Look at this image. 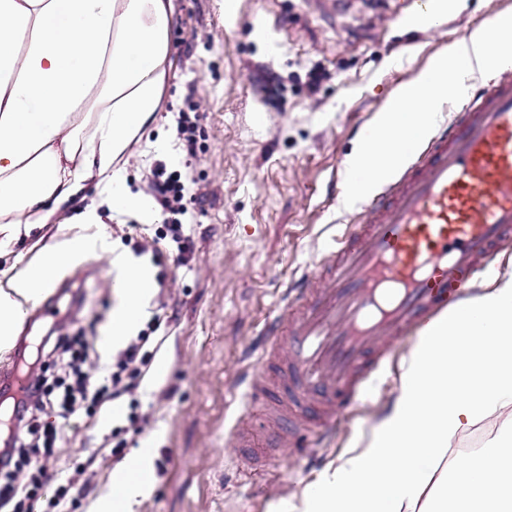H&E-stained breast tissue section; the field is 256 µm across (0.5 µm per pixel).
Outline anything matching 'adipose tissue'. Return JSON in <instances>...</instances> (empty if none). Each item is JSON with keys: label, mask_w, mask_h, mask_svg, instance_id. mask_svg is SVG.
Returning <instances> with one entry per match:
<instances>
[{"label": "adipose tissue", "mask_w": 512, "mask_h": 512, "mask_svg": "<svg viewBox=\"0 0 512 512\" xmlns=\"http://www.w3.org/2000/svg\"><path fill=\"white\" fill-rule=\"evenodd\" d=\"M172 0H0V259L96 181L112 209L138 208L121 164L160 109ZM79 236L0 277V351L71 260L104 248ZM102 345L136 329L152 276L123 256ZM476 453L451 441L485 419ZM146 458L116 471L97 512H133ZM299 512H512V273L428 325L403 365L391 411L305 493Z\"/></svg>", "instance_id": "ef3b65f1"}]
</instances>
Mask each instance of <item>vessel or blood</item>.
I'll use <instances>...</instances> for the list:
<instances>
[{"label":"vessel or blood","instance_id":"b4317fda","mask_svg":"<svg viewBox=\"0 0 512 512\" xmlns=\"http://www.w3.org/2000/svg\"><path fill=\"white\" fill-rule=\"evenodd\" d=\"M451 110L360 202L316 274L286 288L283 314L263 330L277 374L256 372L246 395L263 412L235 425L242 464L297 451L305 419L324 437L401 339L462 299L476 273L495 274L512 245V65Z\"/></svg>","mask_w":512,"mask_h":512}]
</instances>
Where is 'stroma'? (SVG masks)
<instances>
[{
  "label": "stroma",
  "mask_w": 512,
  "mask_h": 512,
  "mask_svg": "<svg viewBox=\"0 0 512 512\" xmlns=\"http://www.w3.org/2000/svg\"><path fill=\"white\" fill-rule=\"evenodd\" d=\"M464 4L452 26L419 36L388 21L408 10L407 0H355L341 14L316 0H174L162 110L122 165L124 186L145 199V212H112L92 185L47 231L51 244L99 234L109 245L62 271L56 334H105L117 302L115 251L149 265L142 316L161 319L139 394L148 422L125 435L121 454L112 452V412L48 414L65 436L50 470L86 486L75 512H94L113 474L141 449L155 481L135 512H290L387 413L414 337L396 346L387 380L337 416L314 452H271L265 476L251 478L240 477L233 459L230 432L244 410L239 380L259 362L263 326L281 313L289 282L313 273L322 247L350 222L331 197L333 174L433 56L491 10L512 12V0ZM183 115L194 124L189 147L177 139ZM168 140L173 152L156 150ZM160 164L196 196L189 241L171 231L180 214L154 197ZM88 204L100 223L75 222Z\"/></svg>",
  "instance_id": "1"
}]
</instances>
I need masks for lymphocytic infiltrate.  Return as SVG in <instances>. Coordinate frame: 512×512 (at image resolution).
<instances>
[{"label": "lymphocytic infiltrate", "mask_w": 512, "mask_h": 512, "mask_svg": "<svg viewBox=\"0 0 512 512\" xmlns=\"http://www.w3.org/2000/svg\"><path fill=\"white\" fill-rule=\"evenodd\" d=\"M148 342L147 333L132 339L113 356L109 375L98 380L85 368L93 350L92 339L81 331L56 337L50 350L60 353L63 376L51 382L37 378L25 387L13 416L16 426L48 450L61 440L62 434L54 423L42 419L44 406H52L63 415L80 410L95 414L108 403L126 397L130 400L126 423L113 427L112 434L118 437L131 430H140L145 417L139 411L137 393ZM49 488L53 489L54 495L48 500L44 493ZM77 491V484L72 480L53 485L46 464L31 459L24 448L0 450V506L12 505V512H39L38 506L45 499L53 512H69Z\"/></svg>", "instance_id": "1"}]
</instances>
